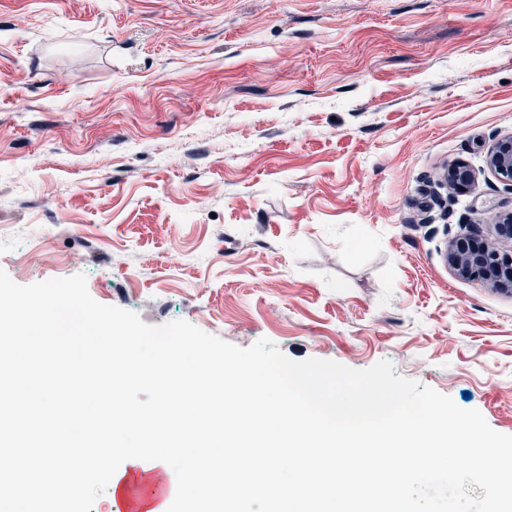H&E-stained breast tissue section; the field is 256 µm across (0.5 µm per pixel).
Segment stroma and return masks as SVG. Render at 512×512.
<instances>
[{
  "label": "stroma",
  "mask_w": 512,
  "mask_h": 512,
  "mask_svg": "<svg viewBox=\"0 0 512 512\" xmlns=\"http://www.w3.org/2000/svg\"><path fill=\"white\" fill-rule=\"evenodd\" d=\"M510 134L512 0H0V269L386 361L512 435V293L445 259L469 227L512 250ZM486 164L500 180L512 185V135L497 141L487 155Z\"/></svg>",
  "instance_id": "obj_1"
}]
</instances>
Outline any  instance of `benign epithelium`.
<instances>
[{
	"mask_svg": "<svg viewBox=\"0 0 512 512\" xmlns=\"http://www.w3.org/2000/svg\"><path fill=\"white\" fill-rule=\"evenodd\" d=\"M486 164L500 180L512 183V135L497 141L487 155ZM446 179L456 187H466L474 181V174L469 168L456 165L447 172ZM494 223L497 235L511 241L512 212L496 214ZM474 239L476 235L465 233L449 241L446 259L451 269L459 277L512 293V254L503 253L488 244L471 251L463 248L464 241Z\"/></svg>",
	"mask_w": 512,
	"mask_h": 512,
	"instance_id": "obj_1",
	"label": "benign epithelium"
}]
</instances>
